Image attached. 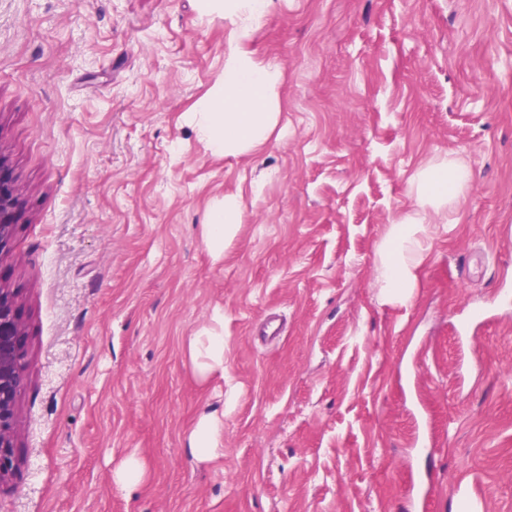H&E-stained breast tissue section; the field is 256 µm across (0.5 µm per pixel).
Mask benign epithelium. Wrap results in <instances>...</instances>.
<instances>
[{"label":"benign epithelium","mask_w":512,"mask_h":512,"mask_svg":"<svg viewBox=\"0 0 512 512\" xmlns=\"http://www.w3.org/2000/svg\"><path fill=\"white\" fill-rule=\"evenodd\" d=\"M16 197L0 182V258L10 250L15 233ZM26 331L18 313V296L0 285V484L15 466L17 402L27 383Z\"/></svg>","instance_id":"1"}]
</instances>
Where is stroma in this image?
<instances>
[{"label":"stroma","instance_id":"stroma-1","mask_svg":"<svg viewBox=\"0 0 512 512\" xmlns=\"http://www.w3.org/2000/svg\"><path fill=\"white\" fill-rule=\"evenodd\" d=\"M230 30L197 0H0V281L28 348L0 512H457L461 487L512 512V0H272L249 47L283 68L288 134L218 157L188 114ZM451 156L470 183L384 300L378 245ZM217 306L237 398L200 463L185 435L223 379L185 340ZM16 205V197L6 183L0 182V261L10 250L15 233L13 224V212ZM240 205L235 197H225L224 205L210 211L208 224H203V240L215 258L224 254L225 242L232 238L240 224ZM145 477V469L142 461L135 454L124 458L115 468L113 479L122 488H133Z\"/></svg>","mask_w":512,"mask_h":512}]
</instances>
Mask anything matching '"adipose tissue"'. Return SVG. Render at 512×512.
Returning <instances> with one entry per match:
<instances>
[{"instance_id":"adipose-tissue-1","label":"adipose tissue","mask_w":512,"mask_h":512,"mask_svg":"<svg viewBox=\"0 0 512 512\" xmlns=\"http://www.w3.org/2000/svg\"><path fill=\"white\" fill-rule=\"evenodd\" d=\"M269 0H199L203 13H218L232 29L224 50V71L207 97L192 114L208 150L228 156L264 145L278 125L273 91L281 82L280 64L263 62L248 50L247 42L263 21ZM471 174L467 165L451 158L422 169L417 177V207L389 225L378 247L377 282L381 292L396 299L409 298L416 271L429 249L428 229L448 216V204L466 188ZM236 198L214 207L203 227V240L214 257H222L225 242L240 222ZM224 312L214 308L209 327L186 340V353L196 377L208 382L224 375ZM234 400L221 397L219 407L201 413L185 437L190 454L208 462L224 447V408Z\"/></svg>"}]
</instances>
